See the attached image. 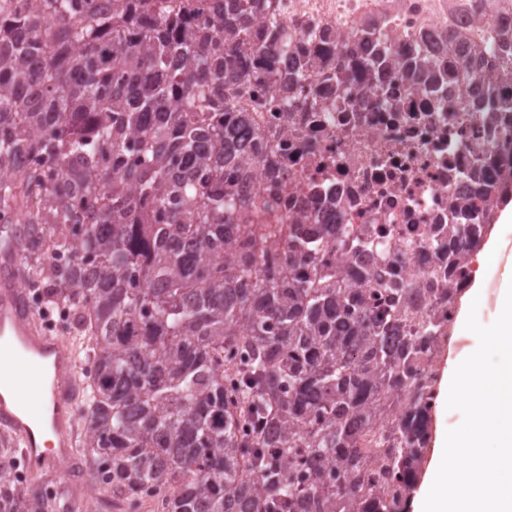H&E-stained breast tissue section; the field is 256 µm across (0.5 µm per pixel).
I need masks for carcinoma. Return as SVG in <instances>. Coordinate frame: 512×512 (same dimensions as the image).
<instances>
[{"label": "carcinoma", "mask_w": 512, "mask_h": 512, "mask_svg": "<svg viewBox=\"0 0 512 512\" xmlns=\"http://www.w3.org/2000/svg\"><path fill=\"white\" fill-rule=\"evenodd\" d=\"M0 7V249L21 279L72 303L85 381L76 455L103 484L101 508L163 493L162 512H409L430 440L437 377L393 425L398 447L378 485L350 426L371 427L378 396L417 380L419 337L315 262L305 217L281 224L242 199L241 120L229 89L267 82L292 62L313 74L266 0H41ZM482 45L448 30L457 72ZM402 73L428 86L425 66ZM490 203L454 224L459 255L480 247L512 192V169L474 172ZM282 242L308 272L262 273ZM65 258L47 263L50 252ZM323 457L334 474L291 478L288 457ZM69 490L41 496L0 467V512H70Z\"/></svg>", "instance_id": "1"}]
</instances>
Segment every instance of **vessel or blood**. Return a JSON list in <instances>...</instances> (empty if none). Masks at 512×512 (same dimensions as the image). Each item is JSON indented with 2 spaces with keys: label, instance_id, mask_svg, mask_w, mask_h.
Wrapping results in <instances>:
<instances>
[{
  "label": "vessel or blood",
  "instance_id": "vessel-or-blood-1",
  "mask_svg": "<svg viewBox=\"0 0 512 512\" xmlns=\"http://www.w3.org/2000/svg\"><path fill=\"white\" fill-rule=\"evenodd\" d=\"M19 264V251L0 252V354L11 353L36 373L51 366L54 380L41 387L33 412L24 409L14 381L0 378V429L21 441L29 471L37 475L59 468L73 454L79 390L73 379L74 354L59 337L39 327L17 276Z\"/></svg>",
  "mask_w": 512,
  "mask_h": 512
}]
</instances>
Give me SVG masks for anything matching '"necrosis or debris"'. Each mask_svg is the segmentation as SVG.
<instances>
[{"instance_id":"1","label":"necrosis or debris","mask_w":512,"mask_h":512,"mask_svg":"<svg viewBox=\"0 0 512 512\" xmlns=\"http://www.w3.org/2000/svg\"><path fill=\"white\" fill-rule=\"evenodd\" d=\"M272 13L297 53L321 56L319 76L285 88L255 82L235 88L240 135L252 164L239 182L257 206L277 217L313 215L320 265L345 283L369 291L374 278L398 289L407 325H448L444 289L461 286L470 262L448 249L455 210L477 214L484 201L472 176L482 168L495 180L512 166V70L497 53L512 34V0H272ZM382 22L380 43L449 64V29H466L484 47L482 74L494 100L474 97L466 76L437 91L409 84L395 58L349 84L320 75L337 58L352 62L368 23ZM274 163L283 187L274 193L264 175Z\"/></svg>"}]
</instances>
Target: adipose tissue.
<instances>
[{"instance_id": "obj_1", "label": "adipose tissue", "mask_w": 512, "mask_h": 512, "mask_svg": "<svg viewBox=\"0 0 512 512\" xmlns=\"http://www.w3.org/2000/svg\"><path fill=\"white\" fill-rule=\"evenodd\" d=\"M437 402L465 404L467 419L436 430L413 512H512V266L502 272L492 330L449 353Z\"/></svg>"}]
</instances>
